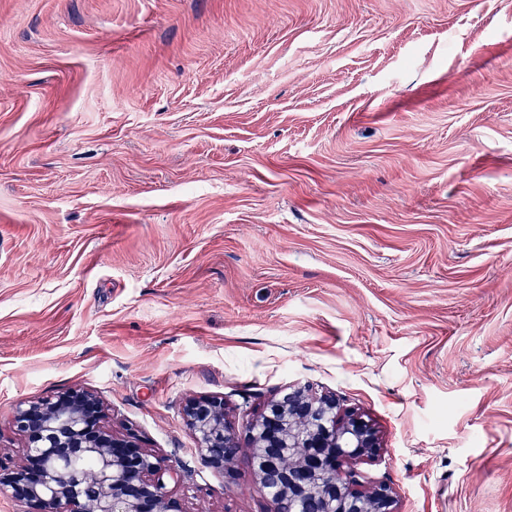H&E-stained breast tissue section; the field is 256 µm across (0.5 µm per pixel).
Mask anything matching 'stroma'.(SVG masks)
Wrapping results in <instances>:
<instances>
[{
	"instance_id": "35a3bbf8",
	"label": "stroma",
	"mask_w": 512,
	"mask_h": 512,
	"mask_svg": "<svg viewBox=\"0 0 512 512\" xmlns=\"http://www.w3.org/2000/svg\"><path fill=\"white\" fill-rule=\"evenodd\" d=\"M512 0H0V463L94 391L204 468L192 398L314 384L402 512H512Z\"/></svg>"
}]
</instances>
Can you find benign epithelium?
Listing matches in <instances>:
<instances>
[{
  "label": "benign epithelium",
  "mask_w": 512,
  "mask_h": 512,
  "mask_svg": "<svg viewBox=\"0 0 512 512\" xmlns=\"http://www.w3.org/2000/svg\"><path fill=\"white\" fill-rule=\"evenodd\" d=\"M181 416L205 467L233 479L247 451L270 512H399L395 490L367 486L357 468L380 455L379 431L334 393L287 385L235 424L216 397L188 402ZM10 425L25 440L26 463L0 464V494L22 512H185L167 488L179 460L143 447L132 429H110L102 402L87 389L22 400Z\"/></svg>",
  "instance_id": "7a95c632"
}]
</instances>
